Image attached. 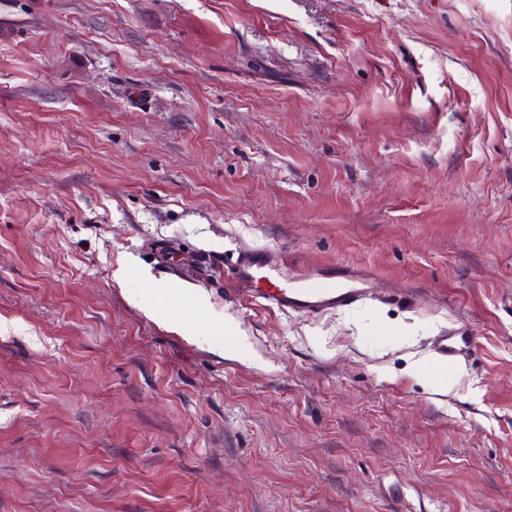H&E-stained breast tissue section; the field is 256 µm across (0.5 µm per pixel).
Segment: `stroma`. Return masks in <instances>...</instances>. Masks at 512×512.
I'll return each mask as SVG.
<instances>
[{"instance_id": "stroma-1", "label": "stroma", "mask_w": 512, "mask_h": 512, "mask_svg": "<svg viewBox=\"0 0 512 512\" xmlns=\"http://www.w3.org/2000/svg\"><path fill=\"white\" fill-rule=\"evenodd\" d=\"M0 512H512V0H0ZM231 274L236 296L247 303L283 314L294 313L319 317L350 307L374 296L368 288H357L354 282L366 281L370 274L351 272L345 282L314 285L304 277L288 279L286 264L279 256L247 246H238L224 255V269ZM265 282L268 288H257ZM454 330H448L443 336H438L433 343V351L440 357L452 361L461 356L468 347L459 346L454 341Z\"/></svg>"}]
</instances>
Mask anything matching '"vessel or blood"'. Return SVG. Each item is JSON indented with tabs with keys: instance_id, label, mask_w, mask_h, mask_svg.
Masks as SVG:
<instances>
[{
	"instance_id": "b4317fda",
	"label": "vessel or blood",
	"mask_w": 512,
	"mask_h": 512,
	"mask_svg": "<svg viewBox=\"0 0 512 512\" xmlns=\"http://www.w3.org/2000/svg\"><path fill=\"white\" fill-rule=\"evenodd\" d=\"M224 266L231 274L239 299L283 314L319 317L371 297L360 286L364 274L349 273L340 285H316L304 277H287L281 257L247 246L226 254Z\"/></svg>"
}]
</instances>
